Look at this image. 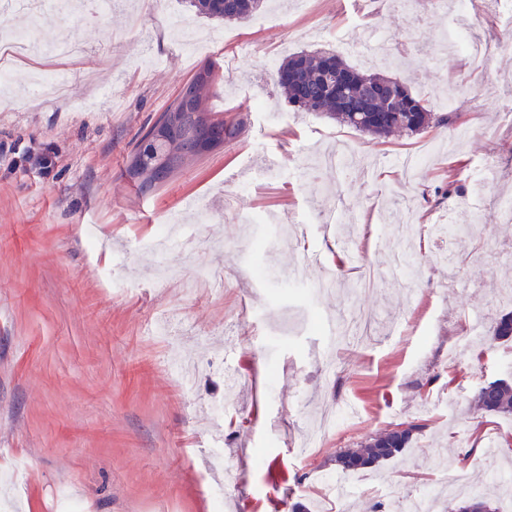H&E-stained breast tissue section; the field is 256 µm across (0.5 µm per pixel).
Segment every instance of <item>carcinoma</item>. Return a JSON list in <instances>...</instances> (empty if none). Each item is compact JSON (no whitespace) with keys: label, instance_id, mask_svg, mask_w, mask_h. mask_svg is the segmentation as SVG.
Listing matches in <instances>:
<instances>
[{"label":"carcinoma","instance_id":"obj_1","mask_svg":"<svg viewBox=\"0 0 512 512\" xmlns=\"http://www.w3.org/2000/svg\"><path fill=\"white\" fill-rule=\"evenodd\" d=\"M198 13L224 22H241L249 19L264 0H229V7L219 9L212 0H190ZM333 68L336 77L347 80V95L357 111L352 112L326 85L327 68ZM277 71L291 74L287 80H278L288 102L312 112L326 115L339 125L377 139H388L398 133L419 134L433 126L448 124L449 116H437L426 108L423 100L414 95L402 82L382 71L361 72L348 65L338 54L329 51L295 53L283 61ZM215 67L209 65L197 72L192 79L193 105L189 108L174 103L167 111L184 118L191 112L196 121L213 114L208 101L215 95ZM380 85H390L395 91L392 99L375 98L366 91ZM196 153L185 150L184 143L175 136H162L142 146L136 145L130 156L128 172L149 188L181 168ZM512 341V313H506L494 322L489 342ZM473 406L486 415L512 416V381L497 378L481 385L472 398ZM406 429L397 433L389 425L353 448L336 454V466L344 472H359L377 468L400 456L420 435L425 425L414 420L405 422Z\"/></svg>","mask_w":512,"mask_h":512}]
</instances>
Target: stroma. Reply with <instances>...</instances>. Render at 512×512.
Returning <instances> with one entry per match:
<instances>
[{"label":"stroma","instance_id":"obj_1","mask_svg":"<svg viewBox=\"0 0 512 512\" xmlns=\"http://www.w3.org/2000/svg\"><path fill=\"white\" fill-rule=\"evenodd\" d=\"M9 21L87 52L14 61L0 86L18 101L0 109V142L16 147L0 155V512H58L64 486L83 512H212L218 493L224 512H410L445 458L492 492L493 468L512 467V417L471 398L512 376V347L482 341L512 311V223L492 218L512 197V48L486 65L430 56L438 34L496 41L511 17L265 0L225 23L188 0H121ZM320 49L397 78L451 127L378 140L288 104L277 67ZM208 64L233 68L213 104L244 118L240 138L139 188L131 150ZM47 70L69 73L65 96L38 97ZM46 146L50 174L22 165ZM453 160L501 177L441 198ZM177 209L183 240L158 254ZM164 262L182 281L161 280ZM214 266L223 286L197 279ZM411 419L427 427L402 456L337 469L341 449Z\"/></svg>","mask_w":512,"mask_h":512}]
</instances>
